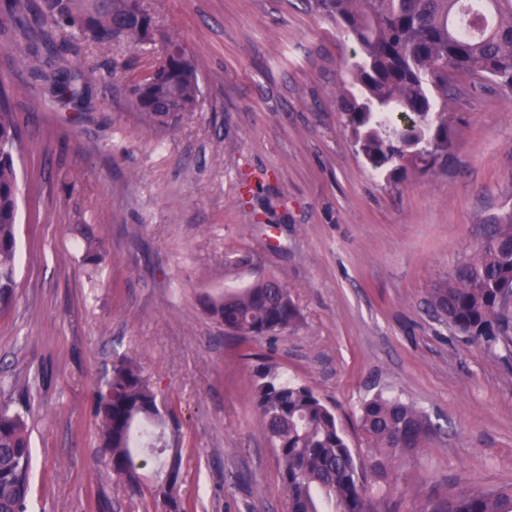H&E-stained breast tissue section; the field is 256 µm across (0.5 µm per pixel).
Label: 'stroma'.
<instances>
[{
  "instance_id": "obj_1",
  "label": "stroma",
  "mask_w": 512,
  "mask_h": 512,
  "mask_svg": "<svg viewBox=\"0 0 512 512\" xmlns=\"http://www.w3.org/2000/svg\"><path fill=\"white\" fill-rule=\"evenodd\" d=\"M139 47L77 38L64 64L85 102L41 108L0 14V84L23 141L17 288L0 314V402L24 414L29 512H159L112 476L96 393L135 360L180 424L186 512H287L279 460L252 404L257 369L310 386L360 447L359 407L381 392L425 411L433 438L408 466L398 512L436 486L512 485V363L452 333L435 282L512 208V102L491 84L452 106L455 147L390 184L338 110L354 45L307 0H144ZM176 38L199 63L200 107L160 133L128 86ZM103 257L82 260L86 233ZM252 253L301 323L239 342L199 296L250 279Z\"/></svg>"
}]
</instances>
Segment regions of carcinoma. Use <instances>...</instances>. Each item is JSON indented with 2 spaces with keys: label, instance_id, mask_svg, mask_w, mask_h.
<instances>
[{
  "label": "carcinoma",
  "instance_id": "carcinoma-1",
  "mask_svg": "<svg viewBox=\"0 0 512 512\" xmlns=\"http://www.w3.org/2000/svg\"><path fill=\"white\" fill-rule=\"evenodd\" d=\"M30 0H0L14 22L21 63L61 61L66 38L98 42L122 38L147 44L154 19L140 0H43L42 9L62 33L57 41L37 31ZM312 8L356 43L345 61L349 88L339 97L345 128L369 168L395 184L448 159L454 133L448 103L468 89L492 83L512 98V0H313ZM165 63L153 79L130 85L140 121L175 129L200 103L194 57L177 40L166 41ZM49 102L80 100L79 75L53 69ZM400 113L404 124L393 121ZM23 144L9 96L0 87V313L16 286L19 179ZM512 286V209L493 217L484 239L431 289L429 305L448 329L512 358V309L500 294ZM224 331L242 341L276 336L297 326L301 313L288 288L263 272L243 287L199 298ZM252 401L275 449L288 512H396L391 493L408 485L404 464L435 433L430 418L399 396L376 394L359 409L365 452H356L314 390L281 377L273 365L257 369ZM101 446L112 473L140 487L139 461L165 428L178 431L160 391L130 358L112 361L95 409ZM173 485L152 484L153 499L185 512L172 495L181 479L180 453H172ZM32 448L24 416L0 403V512H27ZM421 512H512V485L461 484L436 490Z\"/></svg>",
  "mask_w": 512,
  "mask_h": 512
}]
</instances>
